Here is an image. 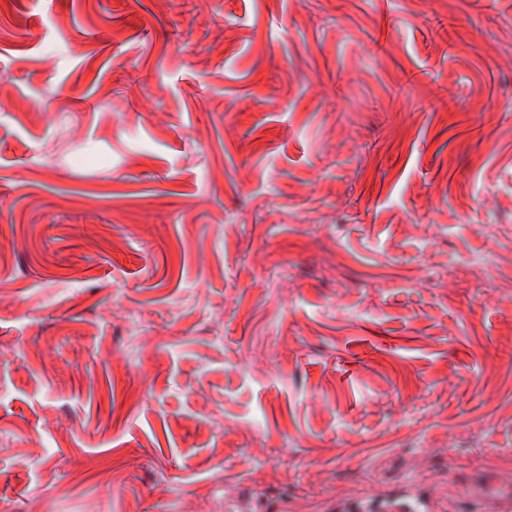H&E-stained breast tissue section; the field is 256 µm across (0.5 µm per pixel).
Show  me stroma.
Returning a JSON list of instances; mask_svg holds the SVG:
<instances>
[{
  "label": "stroma",
  "instance_id": "stroma-1",
  "mask_svg": "<svg viewBox=\"0 0 512 512\" xmlns=\"http://www.w3.org/2000/svg\"><path fill=\"white\" fill-rule=\"evenodd\" d=\"M512 483V0H0V512Z\"/></svg>",
  "mask_w": 512,
  "mask_h": 512
}]
</instances>
